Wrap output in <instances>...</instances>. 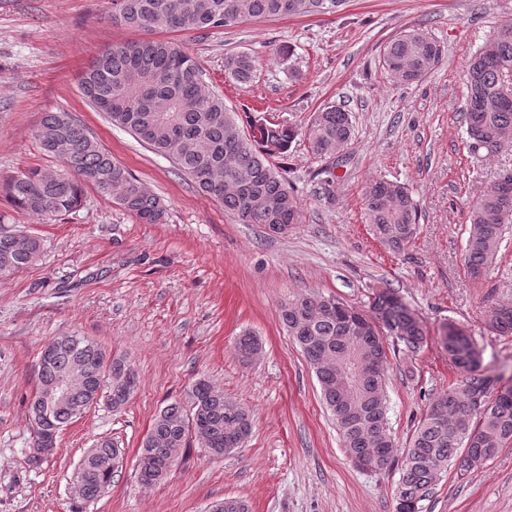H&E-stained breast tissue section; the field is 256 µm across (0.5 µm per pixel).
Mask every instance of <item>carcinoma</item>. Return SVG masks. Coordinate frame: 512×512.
Returning <instances> with one entry per match:
<instances>
[{
	"mask_svg": "<svg viewBox=\"0 0 512 512\" xmlns=\"http://www.w3.org/2000/svg\"><path fill=\"white\" fill-rule=\"evenodd\" d=\"M344 0H112V23L154 32H204L235 23L325 14ZM493 50L478 52L466 73V95L460 112L473 152L497 153L512 145V93L503 94L512 78V23L497 28ZM443 59L441 45L422 27H412L390 39L383 49L385 69L398 83L419 81ZM229 78L250 83L256 59L247 52L225 58ZM90 105L112 125L129 131L152 151L170 160L190 177L197 191L224 204L243 224H298L301 204L287 179L274 164L288 152L298 135L311 153L329 158L351 145L352 112L334 105L315 113L304 131L272 123L260 115L238 113L224 98L206 88L202 71L186 48L165 39L114 44L96 57L81 79ZM35 140L40 150L59 161L62 170L29 168L0 183L18 210L49 223L77 209L83 188L92 186L113 198L142 224H162L165 207L126 168L100 147L85 126L65 112L43 114ZM364 212L372 235L398 253L415 238L418 207L408 187L398 181L376 180L364 193ZM464 247L465 265L474 277L486 273L512 224V178L497 180L471 205ZM41 241L0 228V270L7 274L36 262ZM325 297L298 293L280 306L279 317L288 336L300 347L319 382L321 395L336 423L347 457L352 462L378 457L377 466L392 462L393 440L388 429L386 338L410 349L425 340V327L398 294L385 288L374 294L369 308L350 311L358 317L382 315L375 328H356L353 320L329 310ZM489 327L512 335V304L495 303L488 310ZM51 360L37 362L40 387L30 403L34 434L60 432L100 400L97 385L111 387L108 404L128 402L121 389L127 359L106 353L94 340L59 336L49 341ZM442 345L460 375L459 383L436 396L401 460V482L395 512H421L432 486L448 464L463 477L473 467L493 459L512 444V384L498 388L501 378L481 369V351L467 331L454 322L444 327ZM235 350L245 362L261 350L259 340L246 334ZM63 376L76 383L69 400L52 408L41 400L44 389ZM490 399L476 407L474 396ZM190 407L172 403L155 417L142 442L141 456L153 460L139 469V481H161L165 466L172 469L187 448L211 449L216 458L235 451L230 435L246 442L253 429L249 411L224 397V391L205 379L191 388ZM117 449L103 440L84 453L74 481L86 500L112 485Z\"/></svg>",
	"mask_w": 512,
	"mask_h": 512,
	"instance_id": "1",
	"label": "carcinoma"
}]
</instances>
